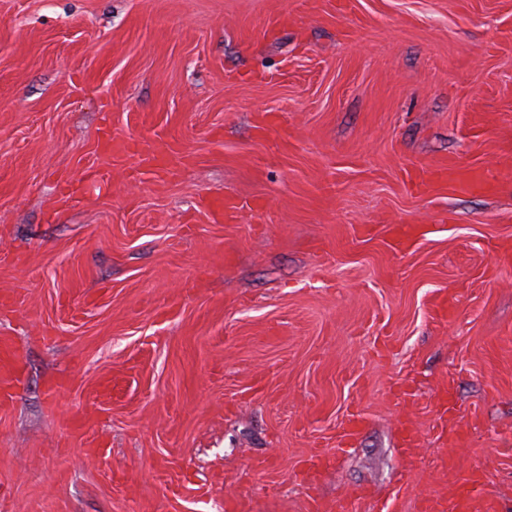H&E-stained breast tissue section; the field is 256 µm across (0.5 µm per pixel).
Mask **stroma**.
Here are the masks:
<instances>
[{
	"instance_id": "obj_1",
	"label": "stroma",
	"mask_w": 512,
	"mask_h": 512,
	"mask_svg": "<svg viewBox=\"0 0 512 512\" xmlns=\"http://www.w3.org/2000/svg\"><path fill=\"white\" fill-rule=\"evenodd\" d=\"M105 125L184 166L86 177ZM444 158L498 191L418 193ZM496 245L512 0H0V512H420L474 468L512 505Z\"/></svg>"
}]
</instances>
